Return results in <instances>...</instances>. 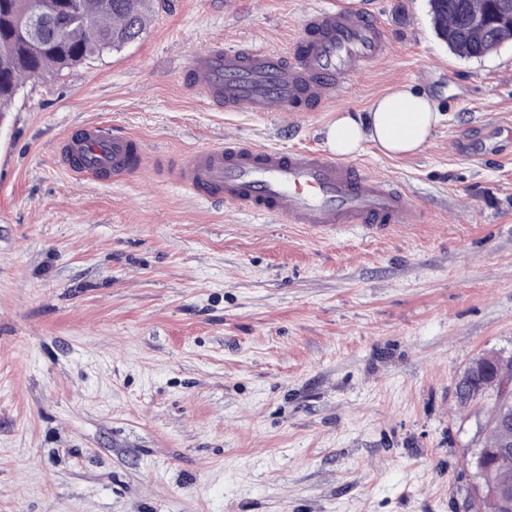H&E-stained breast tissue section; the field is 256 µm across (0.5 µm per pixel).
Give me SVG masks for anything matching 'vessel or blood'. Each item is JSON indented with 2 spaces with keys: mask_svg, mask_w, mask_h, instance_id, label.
<instances>
[{
  "mask_svg": "<svg viewBox=\"0 0 512 512\" xmlns=\"http://www.w3.org/2000/svg\"><path fill=\"white\" fill-rule=\"evenodd\" d=\"M300 28L289 56L250 46L208 48L188 66L191 87L229 112H313L389 49L367 11L314 9ZM60 160L74 178L106 173L119 180L142 170L148 155L138 139L89 123L64 136ZM173 176L199 198L283 224L378 229L414 221V207L396 185L319 149L226 142L180 156Z\"/></svg>",
  "mask_w": 512,
  "mask_h": 512,
  "instance_id": "b4317fda",
  "label": "vessel or blood"
}]
</instances>
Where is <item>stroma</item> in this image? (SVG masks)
<instances>
[{
	"instance_id": "stroma-1",
	"label": "stroma",
	"mask_w": 512,
	"mask_h": 512,
	"mask_svg": "<svg viewBox=\"0 0 512 512\" xmlns=\"http://www.w3.org/2000/svg\"><path fill=\"white\" fill-rule=\"evenodd\" d=\"M321 6L370 11L391 50L319 111L227 112L183 80L216 44L287 51ZM403 85L443 115L429 142L352 160L415 223L282 224L170 178L228 139L324 146ZM91 121L146 167L70 177L56 145ZM484 353L512 359V40L458 57L428 0H158L0 120V512H477L487 409L455 383Z\"/></svg>"
}]
</instances>
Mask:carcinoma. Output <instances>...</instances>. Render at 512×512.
<instances>
[{
  "label": "carcinoma",
  "mask_w": 512,
  "mask_h": 512,
  "mask_svg": "<svg viewBox=\"0 0 512 512\" xmlns=\"http://www.w3.org/2000/svg\"><path fill=\"white\" fill-rule=\"evenodd\" d=\"M494 0H439L431 4L438 35L458 56L481 58L512 38L507 22L475 29L471 20L485 16ZM154 0H0V112L6 111L19 85L49 71L81 65L107 51L119 49L138 38L152 12ZM73 15L69 27L60 31L55 15ZM496 355L472 360L457 381L459 405L469 406L493 395L494 378L484 373ZM498 402H493L488 420L486 448H512V421H496ZM512 486V465L482 477V486Z\"/></svg>",
  "instance_id": "1"
}]
</instances>
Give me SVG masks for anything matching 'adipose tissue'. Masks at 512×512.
<instances>
[{
  "label": "adipose tissue",
  "mask_w": 512,
  "mask_h": 512,
  "mask_svg": "<svg viewBox=\"0 0 512 512\" xmlns=\"http://www.w3.org/2000/svg\"><path fill=\"white\" fill-rule=\"evenodd\" d=\"M441 119L427 92L402 86L376 98L366 113H340L325 132L326 145L340 156L367 141L386 154L409 155L426 145Z\"/></svg>",
  "instance_id": "1"
}]
</instances>
